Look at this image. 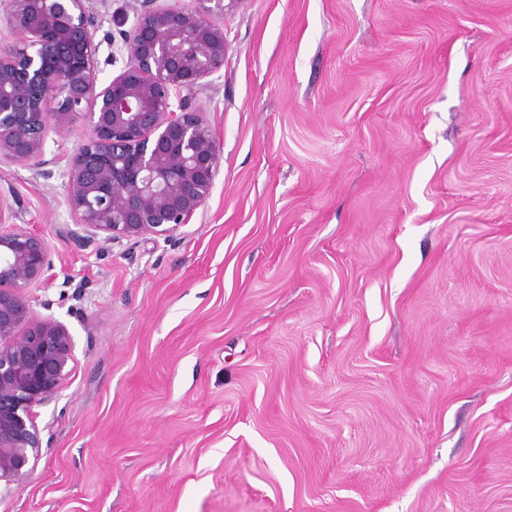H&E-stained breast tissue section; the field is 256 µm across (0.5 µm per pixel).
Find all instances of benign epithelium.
Returning a JSON list of instances; mask_svg holds the SVG:
<instances>
[{"label": "benign epithelium", "mask_w": 512, "mask_h": 512, "mask_svg": "<svg viewBox=\"0 0 512 512\" xmlns=\"http://www.w3.org/2000/svg\"><path fill=\"white\" fill-rule=\"evenodd\" d=\"M18 42L0 50V163L39 162L51 130L82 119L66 164L70 235L82 243L173 239L210 196L222 147L180 95L224 65L214 6L149 9L125 34L128 62L98 82L85 0H5ZM177 100H172L173 95ZM38 233L0 224V482L23 486L42 447L33 406L56 393L74 360L60 322L34 315L26 289L55 278Z\"/></svg>", "instance_id": "7a95c632"}]
</instances>
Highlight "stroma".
Masks as SVG:
<instances>
[{
  "label": "stroma",
  "instance_id": "1",
  "mask_svg": "<svg viewBox=\"0 0 512 512\" xmlns=\"http://www.w3.org/2000/svg\"><path fill=\"white\" fill-rule=\"evenodd\" d=\"M88 0L99 81L138 13ZM170 241L66 234L75 121L0 164L74 360L0 512H512V0H225Z\"/></svg>",
  "mask_w": 512,
  "mask_h": 512
}]
</instances>
